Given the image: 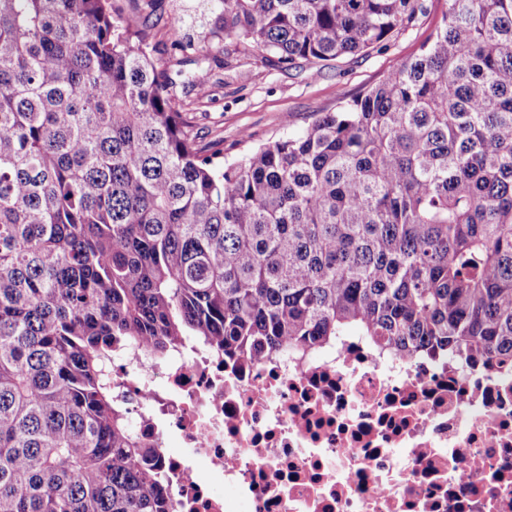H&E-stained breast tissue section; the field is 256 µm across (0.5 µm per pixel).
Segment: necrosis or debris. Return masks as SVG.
<instances>
[{
  "label": "necrosis or debris",
  "mask_w": 512,
  "mask_h": 512,
  "mask_svg": "<svg viewBox=\"0 0 512 512\" xmlns=\"http://www.w3.org/2000/svg\"><path fill=\"white\" fill-rule=\"evenodd\" d=\"M172 512H512V364L345 337L237 359L139 345L112 362Z\"/></svg>",
  "instance_id": "4bbe7bcc"
}]
</instances>
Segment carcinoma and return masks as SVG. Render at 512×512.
<instances>
[{
	"label": "carcinoma",
	"instance_id": "cac0c4a2",
	"mask_svg": "<svg viewBox=\"0 0 512 512\" xmlns=\"http://www.w3.org/2000/svg\"><path fill=\"white\" fill-rule=\"evenodd\" d=\"M445 2L378 84L217 165L113 0H0V512H169L112 389L135 340L512 363V0ZM427 12L222 0L212 35L296 67Z\"/></svg>",
	"mask_w": 512,
	"mask_h": 512
}]
</instances>
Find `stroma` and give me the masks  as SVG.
Instances as JSON below:
<instances>
[{
	"mask_svg": "<svg viewBox=\"0 0 512 512\" xmlns=\"http://www.w3.org/2000/svg\"><path fill=\"white\" fill-rule=\"evenodd\" d=\"M130 24L149 19L153 60L173 81L176 107L201 154L220 153L224 162L244 159L270 141L298 135L344 97L379 83L401 60L416 55L433 33L444 0H428L427 15L386 45L317 66L280 68L261 52L214 39L211 28L220 0H117ZM202 63H193L194 51ZM206 94H199L198 80Z\"/></svg>",
	"mask_w": 512,
	"mask_h": 512,
	"instance_id": "obj_1",
	"label": "stroma"
}]
</instances>
